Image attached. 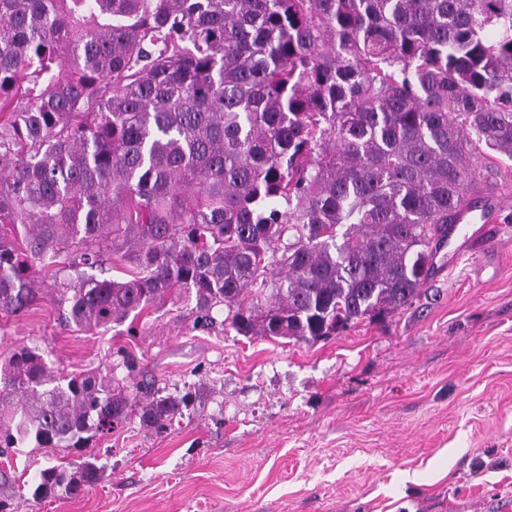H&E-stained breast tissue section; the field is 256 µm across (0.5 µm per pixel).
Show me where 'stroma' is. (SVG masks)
<instances>
[{
    "mask_svg": "<svg viewBox=\"0 0 512 512\" xmlns=\"http://www.w3.org/2000/svg\"><path fill=\"white\" fill-rule=\"evenodd\" d=\"M483 197L512 198V159L477 160ZM411 308L314 344L197 326L167 301L86 331L38 300L0 313V366L39 348L62 374L113 371L191 403L163 435L128 421L88 448L0 453L9 512H512V208L464 255L440 249ZM93 461L75 498L31 477Z\"/></svg>",
    "mask_w": 512,
    "mask_h": 512,
    "instance_id": "stroma-1",
    "label": "stroma"
}]
</instances>
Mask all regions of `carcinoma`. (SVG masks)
Returning a JSON list of instances; mask_svg holds the SVG:
<instances>
[{
	"label": "carcinoma",
	"mask_w": 512,
	"mask_h": 512,
	"mask_svg": "<svg viewBox=\"0 0 512 512\" xmlns=\"http://www.w3.org/2000/svg\"><path fill=\"white\" fill-rule=\"evenodd\" d=\"M479 145L512 158V0H0V313L45 295L105 329L185 296L203 326L326 340L421 296ZM185 402L23 346L0 448L133 413L162 435ZM96 475L44 468L33 499Z\"/></svg>",
	"instance_id": "obj_1"
}]
</instances>
